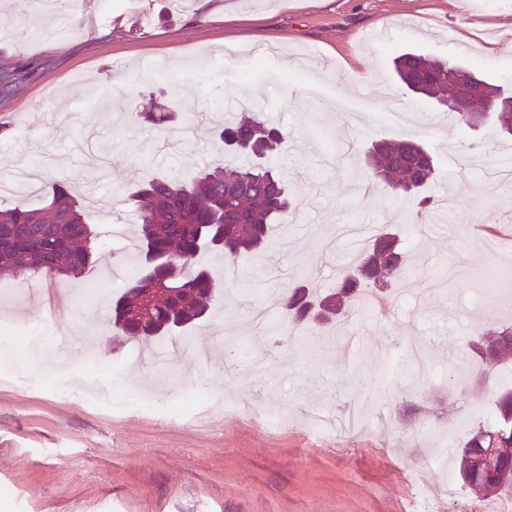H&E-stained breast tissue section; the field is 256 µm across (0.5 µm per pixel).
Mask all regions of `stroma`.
<instances>
[{
	"label": "stroma",
	"instance_id": "1",
	"mask_svg": "<svg viewBox=\"0 0 512 512\" xmlns=\"http://www.w3.org/2000/svg\"><path fill=\"white\" fill-rule=\"evenodd\" d=\"M93 22L62 31L67 0L55 9L21 11L0 0V183L15 170L48 161L46 180L83 190L88 159L76 144L109 156L99 193L112 213L96 216L92 263L77 279L34 291L0 282V352H31L18 376L40 379L28 390L0 384V512H479L482 499L455 494L419 498L403 467L459 447L447 430L411 433L403 449L366 432L317 436L301 413L341 411L340 381L367 385L368 416L392 404L419 415L456 419L493 404L506 382L464 378L449 388L440 374L449 352L469 357L472 336L498 328L506 313L472 301L489 267L487 230L499 234L498 272L512 280V196L500 195L483 170L512 162V136L493 122L471 128L393 76L408 50L468 66L488 82L512 85V0H93ZM272 46L259 61L252 51ZM122 69L106 74L111 59ZM261 99L265 121L287 131L272 164L291 191L286 227H274L263 253L234 262L200 254L213 277L215 304L185 341L212 349L208 361L169 364L175 337L154 343L156 358L126 380L130 396L157 413L112 409L110 389L122 357L108 324L111 299L82 298L85 285L111 282L112 293L136 276L137 254H124L137 222L131 194L168 170L191 180L214 164L238 167L245 155L215 144L226 101ZM92 103L86 122L59 113ZM168 113L150 128L147 113ZM409 136L428 147L435 175L422 195L446 188L455 199L453 227L417 215L416 195L373 191L364 154L377 141ZM393 225L409 254L389 289L384 318L350 323L348 343L323 357L307 355L288 335L264 347L237 342L235 326L255 307L277 311L297 278L331 291L363 228ZM428 347L431 371L410 361L413 343ZM74 377L80 399L55 392L57 375ZM217 397L204 420L192 404ZM287 412L270 430L234 406Z\"/></svg>",
	"mask_w": 512,
	"mask_h": 512
}]
</instances>
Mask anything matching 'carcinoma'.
I'll use <instances>...</instances> for the list:
<instances>
[{"label": "carcinoma", "instance_id": "cac0c4a2", "mask_svg": "<svg viewBox=\"0 0 512 512\" xmlns=\"http://www.w3.org/2000/svg\"><path fill=\"white\" fill-rule=\"evenodd\" d=\"M417 68L431 75L417 93L439 102L450 101L453 111L468 122L483 113L455 92L470 70L445 60L407 52L394 60L399 81L410 87L408 73ZM252 117L235 118L214 133L226 144L234 136L266 145L274 152L285 141L281 129L260 121L263 108ZM367 162L374 188L411 193L434 174L432 155L411 138L385 139L374 145ZM45 203L30 207L21 201L0 206V282L41 274L54 279L77 277L92 263L97 247L93 217L63 179L39 187ZM142 269L112 299V327L124 341L151 343L203 319L213 302L208 270L193 267L202 250L221 253L233 261L244 253H259L269 229L287 211L286 187L280 176L260 163L245 169L221 166L203 170L189 182L160 176L133 196ZM154 253L167 264H149ZM405 252L398 237L385 228L375 230L357 263L343 272L334 292L320 296L306 285L288 290L279 301L281 321L300 330L309 324L338 325L352 321L355 300L364 291L379 293L392 278L405 272ZM174 288V294H160ZM469 350L480 362L479 375L495 372L512 360V324L502 325L495 337H476ZM456 491H471L485 501H512V389L497 393L491 418L478 422L456 451Z\"/></svg>", "mask_w": 512, "mask_h": 512}]
</instances>
